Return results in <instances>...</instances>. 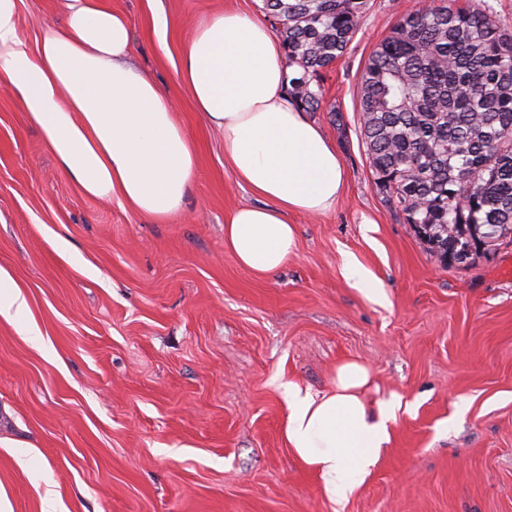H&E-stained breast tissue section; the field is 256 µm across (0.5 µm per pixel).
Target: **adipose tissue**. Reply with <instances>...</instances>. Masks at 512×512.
I'll return each instance as SVG.
<instances>
[{
    "instance_id": "adipose-tissue-1",
    "label": "adipose tissue",
    "mask_w": 512,
    "mask_h": 512,
    "mask_svg": "<svg viewBox=\"0 0 512 512\" xmlns=\"http://www.w3.org/2000/svg\"><path fill=\"white\" fill-rule=\"evenodd\" d=\"M64 15L32 51L17 34V0H0V84L87 195L168 218L182 209L198 159L167 93L131 60V20L96 0H65ZM180 77L222 133L238 182L262 200L228 214L224 245L243 268L271 276L296 248L289 213L335 205L342 159L290 98L283 46L262 19L228 11L201 24L181 48ZM370 381L368 367L348 361L330 391L288 386V445L337 504L370 473L400 408L394 395L370 406Z\"/></svg>"
}]
</instances>
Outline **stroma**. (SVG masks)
<instances>
[{"label": "stroma", "instance_id": "obj_1", "mask_svg": "<svg viewBox=\"0 0 512 512\" xmlns=\"http://www.w3.org/2000/svg\"><path fill=\"white\" fill-rule=\"evenodd\" d=\"M133 22L132 57L198 151L182 212L163 221L86 195L0 85V270L24 306L0 315V496L10 512H334L289 448L285 387L371 371L369 403L399 395L390 441L343 512H512V245L446 268L374 183L361 135L364 64L422 0H373L322 73L310 120L339 152L343 190L292 213L276 274L242 268L224 219L258 204L179 76L202 21L262 16V0H100ZM35 49L63 0H17ZM354 261L375 280L357 287ZM35 326L32 343L24 326Z\"/></svg>", "mask_w": 512, "mask_h": 512}]
</instances>
